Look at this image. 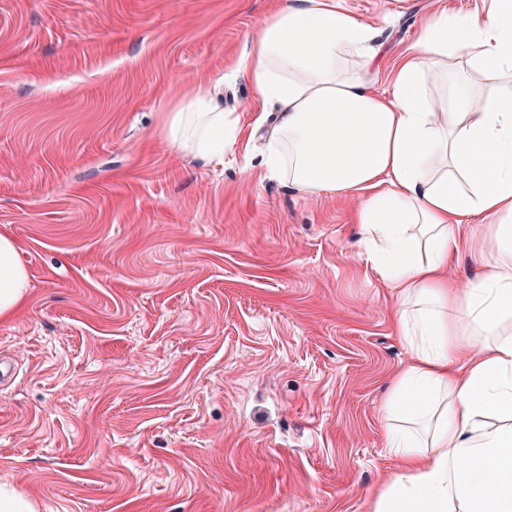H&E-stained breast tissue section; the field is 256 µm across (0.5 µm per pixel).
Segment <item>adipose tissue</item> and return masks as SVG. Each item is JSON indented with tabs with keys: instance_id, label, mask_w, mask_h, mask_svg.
Masks as SVG:
<instances>
[{
	"instance_id": "1",
	"label": "adipose tissue",
	"mask_w": 512,
	"mask_h": 512,
	"mask_svg": "<svg viewBox=\"0 0 512 512\" xmlns=\"http://www.w3.org/2000/svg\"><path fill=\"white\" fill-rule=\"evenodd\" d=\"M376 37L334 0H281L238 64L254 101L277 109L262 164L302 193L359 199L360 247L398 293L412 360L386 404L385 446L400 467L369 512H512V91L470 79L512 78V0L435 7L381 91ZM425 78L448 94L430 102ZM162 133L206 164L239 139L210 92L167 108ZM471 224L487 230L461 285L448 268ZM27 296L17 243L0 234V320Z\"/></svg>"
}]
</instances>
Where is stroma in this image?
Segmentation results:
<instances>
[{"label":"stroma","mask_w":512,"mask_h":512,"mask_svg":"<svg viewBox=\"0 0 512 512\" xmlns=\"http://www.w3.org/2000/svg\"><path fill=\"white\" fill-rule=\"evenodd\" d=\"M444 2L339 0L395 60ZM275 0H0V480L38 512H365L411 350L347 202L265 173V130L205 164L160 114L224 83ZM27 274L18 260L15 240L0 234V320L12 317L27 302Z\"/></svg>","instance_id":"obj_1"}]
</instances>
